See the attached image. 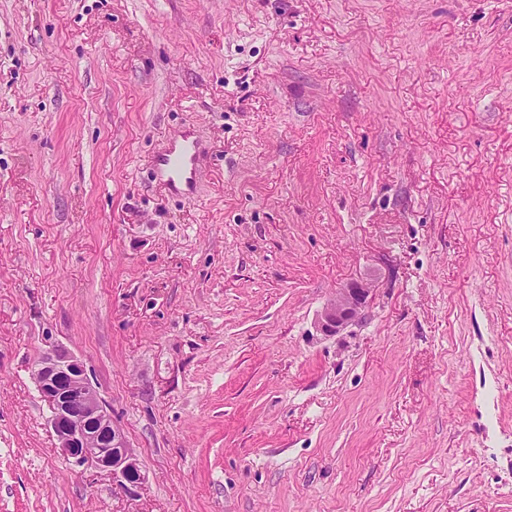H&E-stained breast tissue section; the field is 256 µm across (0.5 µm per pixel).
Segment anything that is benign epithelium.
Returning <instances> with one entry per match:
<instances>
[{"mask_svg": "<svg viewBox=\"0 0 512 512\" xmlns=\"http://www.w3.org/2000/svg\"><path fill=\"white\" fill-rule=\"evenodd\" d=\"M370 289L352 283L336 292L318 322L326 335H337L357 322ZM42 400L51 410L50 427L61 454L77 465L91 463L123 492L136 495L146 477L140 460L87 376L84 362L63 348L44 352L34 366Z\"/></svg>", "mask_w": 512, "mask_h": 512, "instance_id": "obj_1", "label": "benign epithelium"}]
</instances>
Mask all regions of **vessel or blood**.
I'll return each instance as SVG.
<instances>
[{
    "mask_svg": "<svg viewBox=\"0 0 512 512\" xmlns=\"http://www.w3.org/2000/svg\"><path fill=\"white\" fill-rule=\"evenodd\" d=\"M202 148L190 134L158 152L152 158V178L158 189L174 195L192 194L199 178Z\"/></svg>",
    "mask_w": 512,
    "mask_h": 512,
    "instance_id": "1",
    "label": "vessel or blood"
}]
</instances>
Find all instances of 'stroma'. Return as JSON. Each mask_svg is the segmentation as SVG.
Returning <instances> with one entry per match:
<instances>
[{
  "mask_svg": "<svg viewBox=\"0 0 512 512\" xmlns=\"http://www.w3.org/2000/svg\"><path fill=\"white\" fill-rule=\"evenodd\" d=\"M0 512H512V0H0ZM198 140L184 133L179 140L152 158L151 174L158 189L174 195H190L199 178L202 154ZM370 288L352 283L336 292V297L327 304L318 322L325 335H337L357 322L368 303ZM34 378L51 410L49 423L61 454L77 465L93 464L112 485L137 495L146 480L139 457L89 381L84 362L54 347L35 363Z\"/></svg>",
  "mask_w": 512,
  "mask_h": 512,
  "instance_id": "stroma-1",
  "label": "stroma"
}]
</instances>
